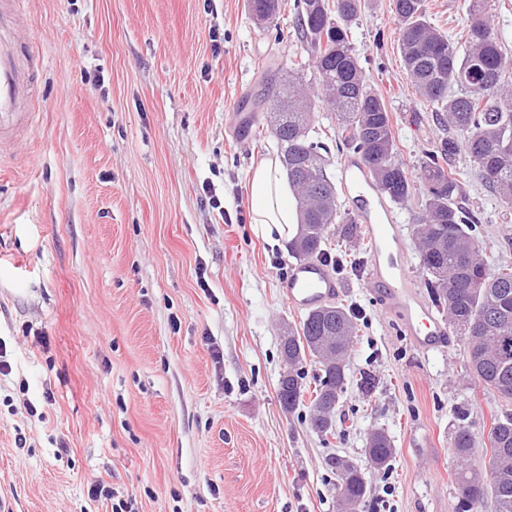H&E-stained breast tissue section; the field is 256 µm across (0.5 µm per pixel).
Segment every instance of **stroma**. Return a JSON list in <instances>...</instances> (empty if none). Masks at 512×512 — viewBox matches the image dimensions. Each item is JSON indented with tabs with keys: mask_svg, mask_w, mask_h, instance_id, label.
<instances>
[{
	"mask_svg": "<svg viewBox=\"0 0 512 512\" xmlns=\"http://www.w3.org/2000/svg\"><path fill=\"white\" fill-rule=\"evenodd\" d=\"M0 7L33 47L35 107L0 148V512L128 498L136 512H337L336 454L366 478L363 512H456L448 443L466 424L483 467L505 404L466 376L464 342L416 349L364 273L342 277L340 304L362 315L338 435L277 397L281 327L302 313L282 293L288 249L246 220L248 171L280 150L255 99L266 68L304 51L296 0L262 28L246 0ZM351 44L417 173L441 131L402 64L393 0H368ZM238 112L256 115L247 132ZM463 188L489 263L512 262V210L474 176ZM375 429L395 449L386 471L365 454ZM96 483L112 499H91Z\"/></svg>",
	"mask_w": 512,
	"mask_h": 512,
	"instance_id": "1",
	"label": "stroma"
}]
</instances>
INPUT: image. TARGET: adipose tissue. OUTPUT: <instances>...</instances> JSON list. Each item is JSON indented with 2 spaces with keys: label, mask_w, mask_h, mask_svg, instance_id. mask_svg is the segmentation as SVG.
<instances>
[{
  "label": "adipose tissue",
  "mask_w": 512,
  "mask_h": 512,
  "mask_svg": "<svg viewBox=\"0 0 512 512\" xmlns=\"http://www.w3.org/2000/svg\"><path fill=\"white\" fill-rule=\"evenodd\" d=\"M250 218L267 239L290 241L297 229L299 214L293 205V187L276 155L255 163L249 172Z\"/></svg>",
  "instance_id": "1"
}]
</instances>
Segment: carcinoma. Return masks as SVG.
Returning <instances> with one entry per match:
<instances>
[{"instance_id": "carcinoma-1", "label": "carcinoma", "mask_w": 512, "mask_h": 512, "mask_svg": "<svg viewBox=\"0 0 512 512\" xmlns=\"http://www.w3.org/2000/svg\"><path fill=\"white\" fill-rule=\"evenodd\" d=\"M247 4L255 21H270L279 8V0ZM297 8L307 56L288 59V85L273 99L282 162L304 204L299 229L289 243L291 254L326 260L331 225H347L344 237L349 240L357 230L326 170L330 145L310 135L314 112L322 108L336 120V150L359 155L383 196L402 204L422 195L413 232L425 282L452 334L466 337L470 378L512 403V263L489 264L460 205L462 181L454 166L457 156L466 155L470 173L500 207L512 210V61L504 54L485 0H469L466 33L459 38L430 21L425 0H394L404 65L442 132L425 153L415 179L398 158L393 114L384 98L368 87L352 51V27L364 8L362 0H297ZM307 66L316 76L312 92L298 81ZM330 84L336 86V98L326 100ZM358 332L354 312L338 304L309 311L288 327V363L294 372L277 388V396L288 413L303 404L306 361L313 358L317 369L309 422L325 438L336 435L334 412L346 390L347 359ZM488 441L485 470L465 466L455 472L458 512H477L487 499L495 512H512L511 412L494 419ZM367 444L373 468L388 470L394 455L388 434L376 430ZM449 448L461 461L474 454L466 426H458ZM329 463L340 479L338 512H362L367 483L360 467L337 456Z\"/></svg>"}]
</instances>
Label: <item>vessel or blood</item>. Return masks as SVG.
Returning a JSON list of instances; mask_svg holds the SVG:
<instances>
[{
    "label": "vessel or blood",
    "mask_w": 512,
    "mask_h": 512,
    "mask_svg": "<svg viewBox=\"0 0 512 512\" xmlns=\"http://www.w3.org/2000/svg\"><path fill=\"white\" fill-rule=\"evenodd\" d=\"M29 57L14 18L0 10V146L16 136L26 117L30 77L24 62ZM343 181L351 190L349 213L362 225L370 243L367 282L371 290L416 348L426 353L445 348L450 333L447 321L426 305L398 227L358 156H347ZM282 288L289 306L309 311L337 299L342 283L327 266L306 259L292 265Z\"/></svg>",
    "instance_id": "obj_1"
}]
</instances>
